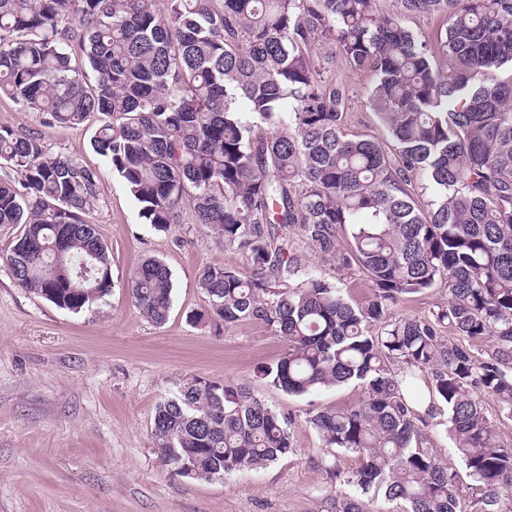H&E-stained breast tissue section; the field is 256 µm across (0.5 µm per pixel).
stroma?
<instances>
[{
  "label": "stroma",
  "mask_w": 512,
  "mask_h": 512,
  "mask_svg": "<svg viewBox=\"0 0 512 512\" xmlns=\"http://www.w3.org/2000/svg\"><path fill=\"white\" fill-rule=\"evenodd\" d=\"M336 73L353 90L350 130L384 138L365 105L370 76L341 64ZM1 125L39 134L98 172L100 200L89 220L109 247L114 288L101 305L75 314L20 287L0 261V512H333L342 487L329 467L349 471L357 461L325 447L308 419L356 404L360 386L287 394L258 372L284 348L266 323L229 324L216 334L187 320L205 305L202 271L224 263L248 270L247 254L225 251L186 207L170 231L145 224L117 172L92 150L89 128L43 126L5 97ZM289 244L303 268L335 282L351 303L368 299L361 272L339 269L298 237ZM147 258L172 272L173 304L162 326L139 312L127 289ZM196 376L248 383L290 418L294 453L209 481L164 466L152 435L156 407Z\"/></svg>",
  "instance_id": "stroma-1"
}]
</instances>
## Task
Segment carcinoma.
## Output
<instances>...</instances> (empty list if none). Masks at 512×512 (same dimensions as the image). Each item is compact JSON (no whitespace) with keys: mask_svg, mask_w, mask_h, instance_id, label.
<instances>
[{"mask_svg":"<svg viewBox=\"0 0 512 512\" xmlns=\"http://www.w3.org/2000/svg\"><path fill=\"white\" fill-rule=\"evenodd\" d=\"M0 0V97L47 126L84 127L159 231L189 205L196 223L250 270L204 269L220 329L258 320L284 342L259 373L288 394L355 382L360 401L309 423L359 465L332 470L348 492L335 512H499L512 448L474 393L512 420V0ZM445 15L423 39L406 15ZM373 76L366 103L389 144L345 133L350 90L336 61ZM0 226L21 232L3 257L19 285L78 313L112 291L108 246L87 217L97 172L40 136L0 126ZM294 231L371 283L350 304L302 268ZM347 248H341L342 238ZM443 286L421 319L402 300ZM164 325L169 268L149 259L128 281ZM460 336L452 343L447 335ZM495 339L486 359L477 347ZM427 388L428 395L422 394ZM448 413L471 479L430 443L418 406ZM164 465L190 480L271 465L294 452L287 418L244 383L194 378L157 406Z\"/></svg>","mask_w":512,"mask_h":512,"instance_id":"1","label":"carcinoma"}]
</instances>
